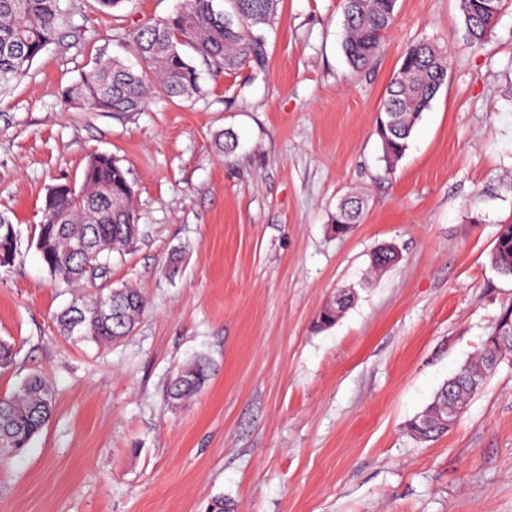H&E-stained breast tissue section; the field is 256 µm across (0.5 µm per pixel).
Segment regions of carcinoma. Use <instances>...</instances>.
Listing matches in <instances>:
<instances>
[{
    "mask_svg": "<svg viewBox=\"0 0 512 512\" xmlns=\"http://www.w3.org/2000/svg\"><path fill=\"white\" fill-rule=\"evenodd\" d=\"M343 51L349 64L366 66L378 50L394 20L396 0H342ZM464 38L480 50L493 32L507 0H458ZM278 0H182L166 18L148 23L132 36L141 61L135 71L121 60L99 61L81 75L73 89L65 90L95 112H141L157 96L189 98L201 90L200 76L187 60L188 47L220 69L234 71L252 60L266 57L267 37L260 26L270 24ZM62 24L59 0H0V88L28 70L34 59L58 36ZM448 82L445 51L428 41L407 46L397 73L381 103L377 130L383 159L391 169L403 157L411 133L423 112ZM363 210L357 196L345 198L337 208L336 223L356 224ZM44 223L37 225L36 246L51 276L68 284L89 280L86 266L98 264L107 276L112 252L138 238L140 229L134 190L126 172L107 154L90 156L83 168L81 186L63 191L42 208ZM397 262L390 247L371 256V266L382 271ZM491 264L503 277L512 278V222L498 225ZM112 309L102 312L98 303L73 305L57 315L60 330L79 340L114 343L128 336L143 315L146 304L140 291L125 286L109 290ZM512 310L505 313L484 341L482 352L469 361L436 392L433 401L409 423L410 432L424 441L447 433L446 422L457 419L467 402L479 393L501 360L512 354ZM210 379V362L198 357L182 366L169 388L178 403L201 392ZM53 411L51 391L38 376L25 380L7 403L0 406V448L22 453L42 430Z\"/></svg>",
    "mask_w": 512,
    "mask_h": 512,
    "instance_id": "obj_1",
    "label": "carcinoma"
}]
</instances>
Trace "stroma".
<instances>
[{"label":"stroma","mask_w":512,"mask_h":512,"mask_svg":"<svg viewBox=\"0 0 512 512\" xmlns=\"http://www.w3.org/2000/svg\"><path fill=\"white\" fill-rule=\"evenodd\" d=\"M179 5L61 0V37L0 95V212L19 231L0 266V339L16 352L0 397L31 375L53 396L29 448L0 450V512H204L219 495L238 512H512V356L448 433L408 430L512 307V278L490 262L512 220V2L474 51L458 0H397L356 70L340 0H280L263 66L227 74L191 52L192 97L114 114L64 102L96 62L136 64L133 32ZM423 39L447 49L448 83L390 170L380 102ZM94 153L126 170L141 235L106 278L69 287L33 231ZM350 192L366 211L338 237ZM382 244L401 259L369 276ZM123 286L147 303L132 336L58 330L63 309ZM345 288L353 306L318 327ZM200 355L208 384L171 403L170 380Z\"/></svg>","instance_id":"35a3bbf8"}]
</instances>
